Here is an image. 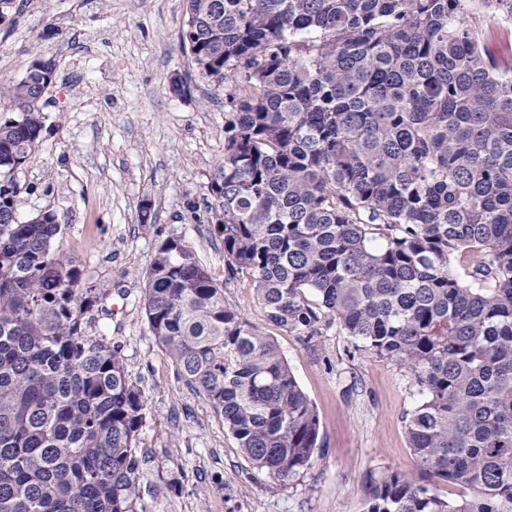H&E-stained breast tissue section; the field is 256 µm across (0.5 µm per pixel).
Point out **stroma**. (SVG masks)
<instances>
[{"label": "stroma", "instance_id": "1", "mask_svg": "<svg viewBox=\"0 0 512 512\" xmlns=\"http://www.w3.org/2000/svg\"><path fill=\"white\" fill-rule=\"evenodd\" d=\"M186 21L185 0H13L0 23V82L19 80L34 54L56 63L41 143L15 175L18 217L55 211L58 249L104 294L93 330L120 349L147 399L146 512H361L371 479L417 471L406 434L417 390L335 324L306 348L268 324L242 278L228 277L209 192L224 157L225 90L192 64ZM177 75L189 93L172 92ZM171 238L211 270L227 306L272 337L317 411L323 453L288 484L247 459L149 330L146 276Z\"/></svg>", "mask_w": 512, "mask_h": 512}]
</instances>
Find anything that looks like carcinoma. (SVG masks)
<instances>
[{"label":"carcinoma","mask_w":512,"mask_h":512,"mask_svg":"<svg viewBox=\"0 0 512 512\" xmlns=\"http://www.w3.org/2000/svg\"><path fill=\"white\" fill-rule=\"evenodd\" d=\"M181 43L229 88L210 186L228 276L269 324L336 323L409 374L419 476L371 482L363 512H512V47L488 46L512 0H186ZM0 87V170L29 159L41 88ZM0 179V512H145L143 393L89 334L101 296L55 249L57 213L20 221ZM470 269L467 283L455 270ZM144 311L182 380L246 457L286 485L323 448L272 338L224 304L179 239ZM470 494L445 499L437 484Z\"/></svg>","instance_id":"obj_1"}]
</instances>
